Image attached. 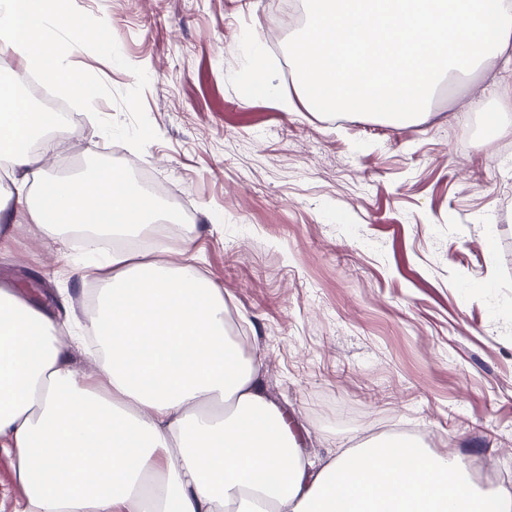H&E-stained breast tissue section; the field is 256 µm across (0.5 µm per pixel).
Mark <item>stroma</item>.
<instances>
[{
  "mask_svg": "<svg viewBox=\"0 0 512 512\" xmlns=\"http://www.w3.org/2000/svg\"><path fill=\"white\" fill-rule=\"evenodd\" d=\"M275 0H70L112 44L74 52L78 121L41 164L77 175L135 157L165 184L164 224L224 290L231 325L303 450L404 435L436 455L512 467V71L444 78L419 117H325L300 104ZM259 43L268 96L248 98ZM69 239L0 238V285L85 318Z\"/></svg>",
  "mask_w": 512,
  "mask_h": 512,
  "instance_id": "obj_1",
  "label": "stroma"
}]
</instances>
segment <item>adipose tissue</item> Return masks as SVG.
Segmentation results:
<instances>
[{
  "instance_id": "adipose-tissue-1",
  "label": "adipose tissue",
  "mask_w": 512,
  "mask_h": 512,
  "mask_svg": "<svg viewBox=\"0 0 512 512\" xmlns=\"http://www.w3.org/2000/svg\"><path fill=\"white\" fill-rule=\"evenodd\" d=\"M49 0H0V53L86 97L70 57L91 31L64 33ZM0 86V160L15 186L1 224L111 244L75 263L96 309V368L79 376L55 323L0 289V442L24 489L21 512H512V491L481 492L466 465L408 438L304 457L253 357L226 330L224 291L196 254L170 250V220L115 167L60 179L38 163L68 131ZM149 240L150 252L135 248Z\"/></svg>"
}]
</instances>
